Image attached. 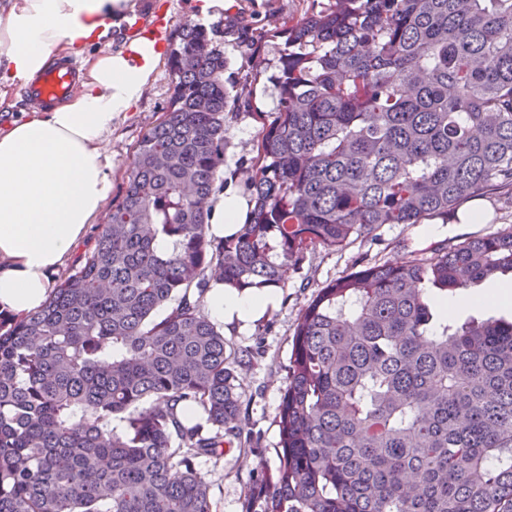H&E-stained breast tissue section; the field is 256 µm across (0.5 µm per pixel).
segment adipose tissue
I'll return each mask as SVG.
<instances>
[{"mask_svg":"<svg viewBox=\"0 0 512 512\" xmlns=\"http://www.w3.org/2000/svg\"><path fill=\"white\" fill-rule=\"evenodd\" d=\"M134 0H7L0 6V103L15 81L37 76L59 47L84 60L81 90L43 112L0 127V313L38 310L53 275L70 261L110 197L111 163L102 149L112 126L140 99L161 60L148 37L115 52L91 53L97 30L121 26ZM210 230L224 237L247 220L233 189L211 197ZM278 288L226 284L206 304L220 322L247 329L275 307Z\"/></svg>","mask_w":512,"mask_h":512,"instance_id":"obj_1","label":"adipose tissue"}]
</instances>
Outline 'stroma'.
I'll use <instances>...</instances> for the list:
<instances>
[{"label": "stroma", "mask_w": 512, "mask_h": 512, "mask_svg": "<svg viewBox=\"0 0 512 512\" xmlns=\"http://www.w3.org/2000/svg\"><path fill=\"white\" fill-rule=\"evenodd\" d=\"M313 0H230L224 11V85L250 103L228 123L224 145V181L245 194L247 172L257 156L262 118H273L278 93L270 81L278 70L284 33L311 9ZM171 94L168 64H161L139 101L112 127L103 147L111 163L112 191L98 221L106 223L126 186L135 146L162 116ZM483 214L468 224L434 220L425 224H388L379 238H361L344 250H308L298 271L289 274L276 306L247 330L224 326L229 348L254 351L250 363L239 366L242 426L257 437L251 448L225 450L220 461L201 459L198 469L211 485L213 512H244L249 490L262 473L279 464L278 408L285 387L293 333L301 314L320 288L369 263L396 262L409 252L431 253L447 240L512 231V198L493 195L476 199Z\"/></svg>", "instance_id": "35a3bbf8"}]
</instances>
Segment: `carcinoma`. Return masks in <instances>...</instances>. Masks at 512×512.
Wrapping results in <instances>:
<instances>
[{
    "instance_id": "cac0c4a2",
    "label": "carcinoma",
    "mask_w": 512,
    "mask_h": 512,
    "mask_svg": "<svg viewBox=\"0 0 512 512\" xmlns=\"http://www.w3.org/2000/svg\"><path fill=\"white\" fill-rule=\"evenodd\" d=\"M220 33L179 25L168 107L93 247L39 310L0 314V512H213L196 463L248 445L234 364L254 357L227 355L214 284L279 286L310 248L512 198V0H329L288 28L253 208L214 236ZM508 274L512 231L319 289L247 512H512V319L450 324L437 301Z\"/></svg>"
}]
</instances>
